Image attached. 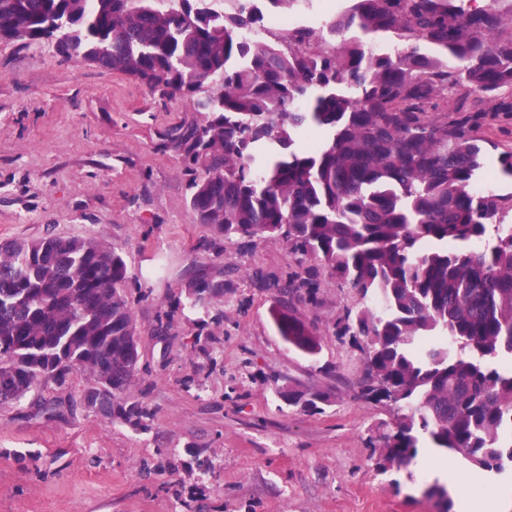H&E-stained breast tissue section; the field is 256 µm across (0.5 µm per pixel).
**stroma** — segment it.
<instances>
[{
    "mask_svg": "<svg viewBox=\"0 0 512 512\" xmlns=\"http://www.w3.org/2000/svg\"><path fill=\"white\" fill-rule=\"evenodd\" d=\"M193 116L54 43L0 41V242L93 237L122 252L145 294L134 315L152 369L132 392L153 414L137 432L51 410L79 400L86 373L0 404V512H426L413 466L378 471L370 439L396 413L361 398L364 356L333 334L356 292L319 270L315 302L297 305L320 334L310 356L279 335L277 293L244 277H283L297 264L287 244L209 249L165 138ZM201 273L232 285L216 343L200 337L201 311L175 307ZM288 384L327 393L323 412L285 405Z\"/></svg>",
    "mask_w": 512,
    "mask_h": 512,
    "instance_id": "35a3bbf8",
    "label": "stroma"
}]
</instances>
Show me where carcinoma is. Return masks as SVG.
<instances>
[{
  "label": "carcinoma",
  "mask_w": 512,
  "mask_h": 512,
  "mask_svg": "<svg viewBox=\"0 0 512 512\" xmlns=\"http://www.w3.org/2000/svg\"><path fill=\"white\" fill-rule=\"evenodd\" d=\"M175 2L0 0V31L181 96L199 118L168 142L213 244L285 240L356 290L335 336L364 354L363 396L397 408L379 435L381 472L410 463L422 439L482 476L512 469V368L500 364L512 356V193L474 192L490 172L487 130L512 121V0H346L324 29L252 45L241 32L264 16ZM381 33L410 47L373 53ZM492 147L512 177V145ZM250 279L278 289L280 335L318 354L292 304L313 297L316 274ZM143 297L123 255L95 238L0 243V403L85 371L84 408L148 431L152 414L130 394L149 373L134 317ZM187 299L208 311L224 280H192ZM277 393L306 411L328 402Z\"/></svg>",
  "instance_id": "carcinoma-1"
}]
</instances>
